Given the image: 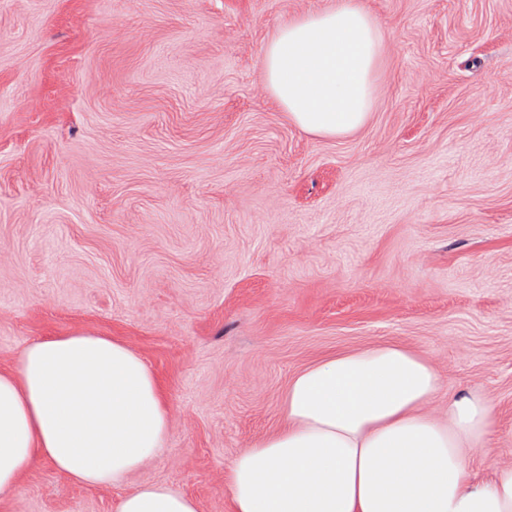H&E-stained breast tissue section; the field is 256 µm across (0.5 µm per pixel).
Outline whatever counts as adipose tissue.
Instances as JSON below:
<instances>
[{
    "label": "adipose tissue",
    "mask_w": 512,
    "mask_h": 512,
    "mask_svg": "<svg viewBox=\"0 0 512 512\" xmlns=\"http://www.w3.org/2000/svg\"><path fill=\"white\" fill-rule=\"evenodd\" d=\"M384 32L361 0L300 16L263 51L265 81L301 128L341 138L364 126ZM428 358L399 343L327 354L297 372L282 425L229 474L232 512H512V464L477 479L468 461L494 425L482 393L450 394ZM170 412L155 374L122 340L47 336L0 369V493L50 462L66 481L120 484L168 446ZM115 512H198L165 484Z\"/></svg>",
    "instance_id": "obj_1"
}]
</instances>
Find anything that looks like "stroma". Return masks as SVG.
I'll return each instance as SVG.
<instances>
[{
	"label": "stroma",
	"instance_id": "35a3bbf8",
	"mask_svg": "<svg viewBox=\"0 0 512 512\" xmlns=\"http://www.w3.org/2000/svg\"><path fill=\"white\" fill-rule=\"evenodd\" d=\"M336 0H0V368L46 336L131 345L168 449L116 486L25 472L0 512H114L148 483L232 512L236 457L318 357L399 341L489 397L512 464V0H363L366 124L298 127L279 27Z\"/></svg>",
	"mask_w": 512,
	"mask_h": 512
}]
</instances>
